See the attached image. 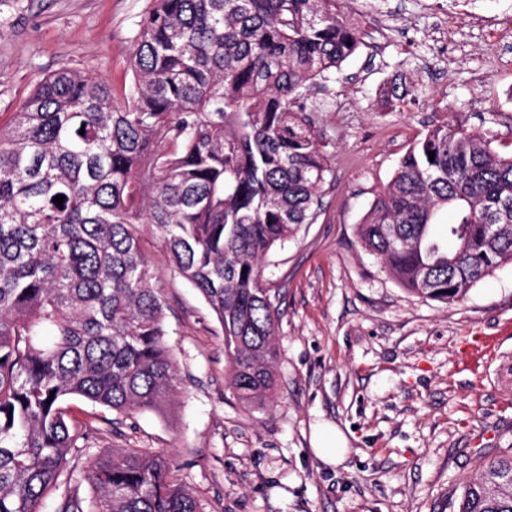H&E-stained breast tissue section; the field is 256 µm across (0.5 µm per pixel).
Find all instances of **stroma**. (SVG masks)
Listing matches in <instances>:
<instances>
[{
    "mask_svg": "<svg viewBox=\"0 0 512 512\" xmlns=\"http://www.w3.org/2000/svg\"><path fill=\"white\" fill-rule=\"evenodd\" d=\"M150 0H0V125L40 80L68 66L131 79L130 51ZM363 35L314 95L310 119L329 155L323 208L262 263L276 294L280 355L272 403L252 408L227 385L224 333L199 292L146 245L165 301L178 395L161 412L108 423L71 401L95 431L66 468L115 448L164 453L201 512H457L464 482L512 454V263L460 301L408 293L358 238L375 197L412 144L466 119L512 154V0H345ZM410 90L384 105L390 83ZM350 453L316 457L319 425Z\"/></svg>",
    "mask_w": 512,
    "mask_h": 512,
    "instance_id": "35a3bbf8",
    "label": "stroma"
}]
</instances>
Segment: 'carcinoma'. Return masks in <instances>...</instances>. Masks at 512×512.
Returning <instances> with one entry per match:
<instances>
[{
  "mask_svg": "<svg viewBox=\"0 0 512 512\" xmlns=\"http://www.w3.org/2000/svg\"><path fill=\"white\" fill-rule=\"evenodd\" d=\"M361 35L340 0H153L122 98L63 66L0 127V512H40L51 492L54 512H200L163 454L132 448L88 464L94 503L59 491L94 431L67 402L123 416L176 392L147 231L219 321L234 395L272 399L262 262L322 206L330 167L308 100ZM358 236L407 291L463 299L512 261V157L462 121L433 127ZM458 512H512V456L465 483Z\"/></svg>",
  "mask_w": 512,
  "mask_h": 512,
  "instance_id": "obj_1",
  "label": "carcinoma"
}]
</instances>
